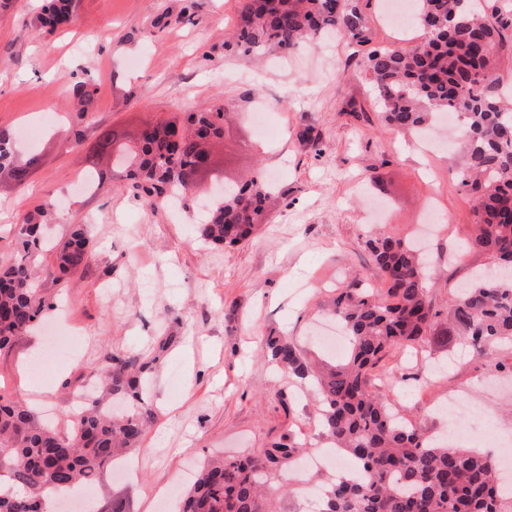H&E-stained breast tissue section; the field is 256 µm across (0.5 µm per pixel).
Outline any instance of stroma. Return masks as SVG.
<instances>
[{
	"label": "stroma",
	"instance_id": "obj_1",
	"mask_svg": "<svg viewBox=\"0 0 512 512\" xmlns=\"http://www.w3.org/2000/svg\"><path fill=\"white\" fill-rule=\"evenodd\" d=\"M379 2L348 0L362 17L364 42L328 33L279 58L226 46L237 0H76L71 21L51 33L34 25L43 0L0 8V125L17 131L19 158L41 156L25 187H9L0 172V264L15 254L17 221L45 196L60 199L45 242L71 224L90 231L83 272L61 287L43 284L57 309L0 352V388L63 429L75 396L98 387L106 356L153 362L155 419L127 454L136 474L125 480L103 470L88 493L90 512H158L161 496L183 493L218 454L256 456L278 441L331 453L315 395L276 369L263 343L269 333L284 334L302 354L329 361L313 338L321 305L357 273L381 287L364 249L376 225L408 239L433 218L428 276L439 303L485 264L465 247L474 200L452 174L453 154L388 127L360 71L368 48L404 44ZM85 80L97 93L83 113L72 88ZM217 101L233 112L215 150L225 180L277 181L268 222L250 242L203 246L195 222L173 208L150 209L112 166L94 194L71 190L100 131H116L124 146L147 124ZM307 127L318 146L301 139ZM54 326L67 330L71 346L33 378L29 366ZM163 339L168 347L153 360ZM502 361H512V343L480 354L452 339L427 341L415 354L401 350L386 361L406 378L392 405L442 435L455 421L445 405L474 402L491 415L473 422L474 441L512 435V391L484 383ZM328 476L298 468L277 475L273 486L288 488L276 496L278 512H309V492L321 491Z\"/></svg>",
	"mask_w": 512,
	"mask_h": 512
}]
</instances>
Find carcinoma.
<instances>
[{"mask_svg": "<svg viewBox=\"0 0 512 512\" xmlns=\"http://www.w3.org/2000/svg\"><path fill=\"white\" fill-rule=\"evenodd\" d=\"M423 37L410 48L372 50L362 72L377 87L387 126L422 133L440 112L461 119L458 182L475 201L470 247L487 255V268L461 285L444 306L435 304L426 259L412 243L384 232L365 247L387 288L379 293L359 276L334 295L326 310L345 327L349 355L318 369L286 336H269L273 363L320 394V424L337 451L361 472L332 481L320 512H505L490 460L466 448L434 440L391 409L396 385L378 388L373 373L398 348H417L431 336H456L475 351L512 341V106L496 91L498 55L512 45V0H416ZM74 0H45L38 28L53 31L71 20ZM334 30L359 37L361 17L341 0H238L236 47L244 53L285 55L317 34ZM97 88L79 82L77 103H93ZM225 108L212 105L147 128L120 154L132 189L153 208L171 197L188 198L195 165L224 138ZM15 132L0 127V169L23 185L40 164L32 154L19 162ZM270 193L261 175L222 187L197 234L208 245L239 244L265 223ZM56 215L46 197L18 222L19 258L0 265V350L10 346L52 307L39 286L34 256L44 248L41 226ZM89 239L72 224L50 248L43 275L54 282L85 265ZM149 363L105 358L106 397L90 395L75 413L79 434L41 422L24 401L0 390V512H48V493L68 492L94 480L122 453L141 443L153 409L145 396ZM300 449L274 442L255 457L206 463L180 497L178 512H275L268 495L276 474Z\"/></svg>", "mask_w": 512, "mask_h": 512, "instance_id": "cac0c4a2", "label": "carcinoma"}]
</instances>
